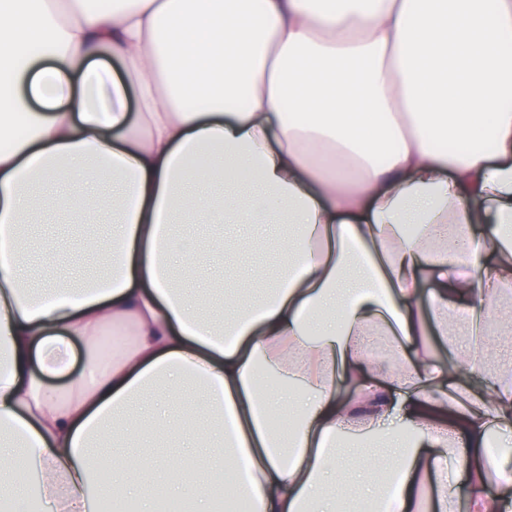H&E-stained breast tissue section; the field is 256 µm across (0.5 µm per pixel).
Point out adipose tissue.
<instances>
[{
	"mask_svg": "<svg viewBox=\"0 0 512 512\" xmlns=\"http://www.w3.org/2000/svg\"><path fill=\"white\" fill-rule=\"evenodd\" d=\"M36 211L77 219L101 273L30 293ZM181 211L289 225L274 285L203 315L183 284L228 239L177 236ZM61 336L86 361L54 388ZM185 381L217 413L206 458L92 454L178 431ZM492 431H512V0H0V466L37 477L33 512H99L93 485L154 512L155 475L193 512L372 506L367 437L397 512L427 482L451 512L452 458L468 512H512Z\"/></svg>",
	"mask_w": 512,
	"mask_h": 512,
	"instance_id": "ef3b65f1",
	"label": "adipose tissue"
}]
</instances>
